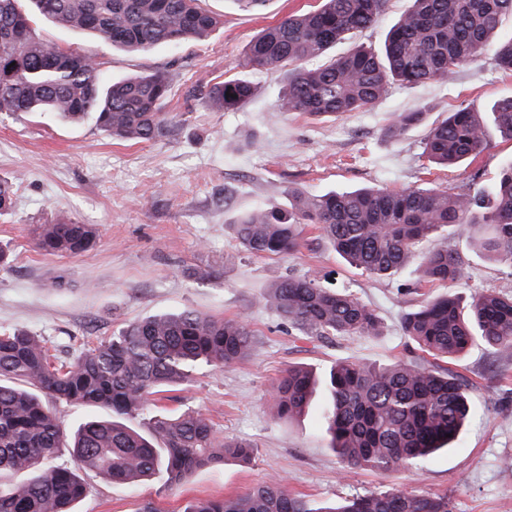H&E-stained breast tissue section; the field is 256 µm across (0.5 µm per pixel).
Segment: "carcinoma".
<instances>
[{
  "mask_svg": "<svg viewBox=\"0 0 512 512\" xmlns=\"http://www.w3.org/2000/svg\"><path fill=\"white\" fill-rule=\"evenodd\" d=\"M203 0H0V115L47 112L69 122L92 116L112 138L138 143L169 137L182 122L165 111L172 93L162 71L103 80L95 58L37 36L35 17L93 36L125 51H148L200 40L220 20ZM386 0H320L314 10L291 14L266 27L249 44L248 63L287 69L278 112L337 117L373 106L393 84L451 81L458 68L494 48L495 65L512 72V0H412L389 29L381 52L355 46L339 56L328 51L376 24ZM245 76L228 78L202 96L205 106L237 111L254 96ZM402 112L387 127L399 137L423 121ZM512 140V99L489 112L459 107L430 126L424 139L429 162L457 165L483 150L488 127ZM314 225L326 244L351 266L389 276L408 265L423 240L444 232L465 238L491 262H512V161L503 164L482 197L435 188L361 189L310 195L297 191L288 208L245 211L233 222L237 239L255 255L285 256L304 245ZM96 243L90 224L62 217L40 224L36 247L49 255L77 257ZM431 285L464 284L468 265L442 245L422 265ZM262 302L305 336H374L378 315L353 295L326 288L316 275L290 276ZM402 330L436 360L375 366L340 362L318 376L293 366L271 385L283 418L305 412L316 395L331 450L352 468L382 472L408 469L458 441L471 405L464 379L440 365L477 341L500 355L512 353V295L476 289L463 297L425 299L402 317ZM255 349L242 320L184 310L160 312L114 331L79 353L58 358L47 342L19 330L0 332V475L21 474L22 483L0 487V512H75L87 493L81 473L117 485L155 480L179 485L197 470L221 465L224 456L247 461L254 445L216 437L201 413L150 414L157 396L194 381L197 365L231 367ZM102 407L71 435L49 402ZM142 420V429L130 425ZM73 465L46 467L64 441ZM184 512H450L445 495L390 489L319 506L277 482L242 496L192 502Z\"/></svg>",
  "mask_w": 512,
  "mask_h": 512,
  "instance_id": "cac0c4a2",
  "label": "carcinoma"
}]
</instances>
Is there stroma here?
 <instances>
[{
  "instance_id": "obj_1",
  "label": "stroma",
  "mask_w": 512,
  "mask_h": 512,
  "mask_svg": "<svg viewBox=\"0 0 512 512\" xmlns=\"http://www.w3.org/2000/svg\"><path fill=\"white\" fill-rule=\"evenodd\" d=\"M319 0H266L258 11L238 0H205L222 19L206 38L146 53L114 49L38 20L37 35L94 56L104 75L124 78L166 72L173 85L168 111L183 115L170 138L150 143L117 141L93 118L62 123L47 115L0 120V179L11 181L14 207L0 218V246L12 253L0 268V330L23 329L49 346L79 350L98 344L124 323L161 311L196 310L245 320L257 349L229 368L199 367L187 389L164 393L161 409L199 410L220 438L255 446L250 462L226 461L199 469L185 485L147 482L115 485L89 474L77 512H182L196 498L236 497L278 481L315 501L397 489L447 496L451 512H512V356L475 343L448 367L469 388L472 412L456 448L416 468L384 473L350 469L329 447L319 412L278 417L272 381L288 367L324 371L343 361L386 365L419 358L401 329L404 313L421 296L440 295L423 285L419 260L398 274L376 278L348 267L305 229L307 246L284 257L251 254L235 238L232 222L243 211L287 206L292 191L319 195L360 187L437 188L452 194L490 190L512 141L490 130L485 149L462 165L431 168L423 142L433 122L467 106L486 112L512 97V74L492 55L458 69L445 84L391 86L371 108L315 118L276 111L286 79L283 68L254 70L249 43L263 28ZM411 0H387L378 22L337 43L340 55L356 45L379 49L389 26ZM250 75L255 96L242 109L206 107L201 93L224 79ZM423 122L400 139L386 128L402 112ZM68 215L93 225L96 244L75 257L38 251L32 228ZM469 264L470 289L512 294V264L477 257L453 239ZM212 278L197 279V268ZM318 274L378 314V335L319 339L302 335L260 298L290 275Z\"/></svg>"
}]
</instances>
